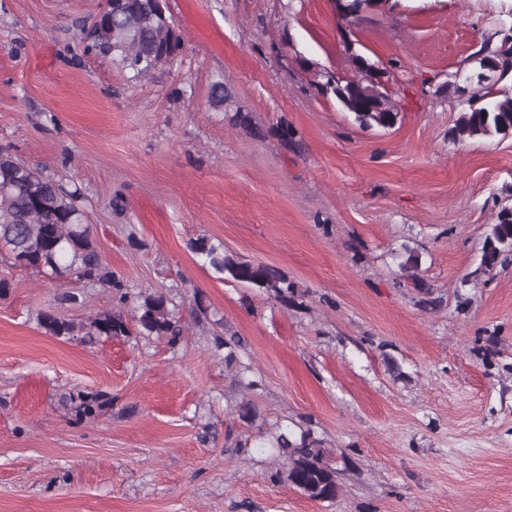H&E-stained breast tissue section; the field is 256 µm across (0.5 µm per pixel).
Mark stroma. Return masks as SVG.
<instances>
[{
	"mask_svg": "<svg viewBox=\"0 0 512 512\" xmlns=\"http://www.w3.org/2000/svg\"><path fill=\"white\" fill-rule=\"evenodd\" d=\"M101 2L0 0V147L80 188L105 262L171 291L185 331L49 335L41 313L78 322L111 290L67 307L0 263V512H512V261L478 270L512 207V137L453 136L443 87L512 28V0H369L350 20L339 0H169L183 51L138 83L73 45ZM350 40L393 72L395 127L321 93L319 75H351ZM200 236L280 271L295 304L215 279ZM218 319L248 377L214 355ZM245 394L347 454L336 503L272 482L266 449L230 448L256 432L227 410Z\"/></svg>",
	"mask_w": 512,
	"mask_h": 512,
	"instance_id": "stroma-1",
	"label": "stroma"
}]
</instances>
